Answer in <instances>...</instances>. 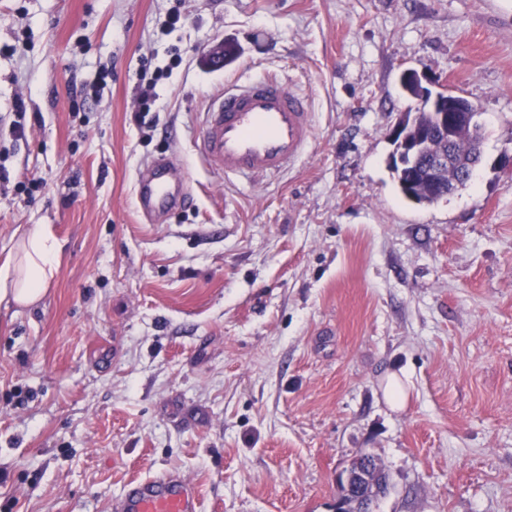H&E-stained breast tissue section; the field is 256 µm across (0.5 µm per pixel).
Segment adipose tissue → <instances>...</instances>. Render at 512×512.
Masks as SVG:
<instances>
[{"instance_id": "obj_1", "label": "adipose tissue", "mask_w": 512, "mask_h": 512, "mask_svg": "<svg viewBox=\"0 0 512 512\" xmlns=\"http://www.w3.org/2000/svg\"><path fill=\"white\" fill-rule=\"evenodd\" d=\"M60 243L47 225L20 237L11 261L0 267V301L27 307L42 300L58 273Z\"/></svg>"}]
</instances>
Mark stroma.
I'll return each instance as SVG.
<instances>
[{
    "label": "stroma",
    "mask_w": 512,
    "mask_h": 512,
    "mask_svg": "<svg viewBox=\"0 0 512 512\" xmlns=\"http://www.w3.org/2000/svg\"><path fill=\"white\" fill-rule=\"evenodd\" d=\"M146 61L169 72L139 126ZM408 69L485 127L476 177L432 204L391 168ZM267 74L315 138L249 184L197 137ZM4 148L0 264L33 224L62 251L41 303L0 304V512H108L171 471L201 512H336L364 453L389 476L374 512H512V0H0ZM156 158L191 198L148 224Z\"/></svg>",
    "instance_id": "1"
}]
</instances>
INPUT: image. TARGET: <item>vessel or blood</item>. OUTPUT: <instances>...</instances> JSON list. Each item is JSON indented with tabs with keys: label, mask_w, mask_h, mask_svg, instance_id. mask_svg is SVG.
Returning <instances> with one entry per match:
<instances>
[{
	"label": "vessel or blood",
	"mask_w": 512,
	"mask_h": 512,
	"mask_svg": "<svg viewBox=\"0 0 512 512\" xmlns=\"http://www.w3.org/2000/svg\"><path fill=\"white\" fill-rule=\"evenodd\" d=\"M314 137L306 96L264 76L234 83L217 94L199 134L202 159L224 176L256 182L290 169ZM184 176L165 160L147 162L137 174L136 206L146 219L187 201ZM196 485L169 473L131 481L109 512H200Z\"/></svg>",
	"instance_id": "vessel-or-blood-1"
}]
</instances>
